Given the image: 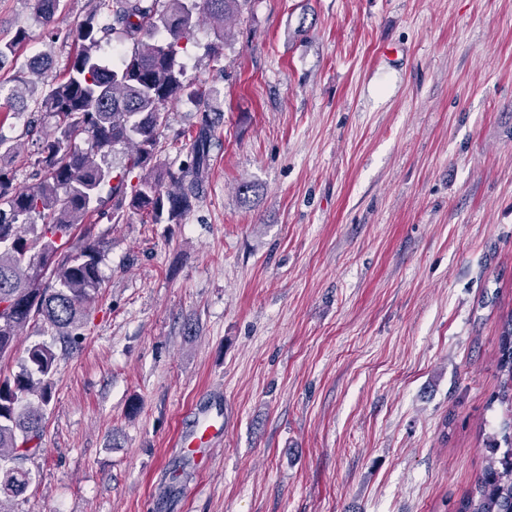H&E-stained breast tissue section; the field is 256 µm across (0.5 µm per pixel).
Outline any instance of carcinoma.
<instances>
[{"label": "carcinoma", "instance_id": "carcinoma-1", "mask_svg": "<svg viewBox=\"0 0 512 512\" xmlns=\"http://www.w3.org/2000/svg\"><path fill=\"white\" fill-rule=\"evenodd\" d=\"M90 2L75 29L62 36L55 23L64 0H34L48 35L77 45L63 78L48 88L30 80L46 73L47 56L31 58L30 76L18 79L30 94L22 137L31 142L27 161L36 182L16 186V146L0 133V363L14 359L18 365L15 372L0 368V512L3 500L23 495L36 480L27 463L42 451L54 398V344L63 353L81 345L88 305L102 288L109 241L78 226L95 212L118 224L128 210L144 224H177L191 210L209 169L216 121L208 110L211 90L186 79L179 55L197 22L223 24L248 0ZM112 37L127 49L106 64L100 44ZM28 38L20 28L0 44V62ZM185 96L201 109L188 147L191 162L163 168L165 109ZM46 119L52 124L43 132ZM119 144L131 150L116 168L109 157ZM26 328L53 336L54 343L33 340L17 355ZM496 368L494 400L512 408V312L502 319ZM500 429L505 449L490 441L481 476L454 512H512V416Z\"/></svg>", "mask_w": 512, "mask_h": 512}]
</instances>
